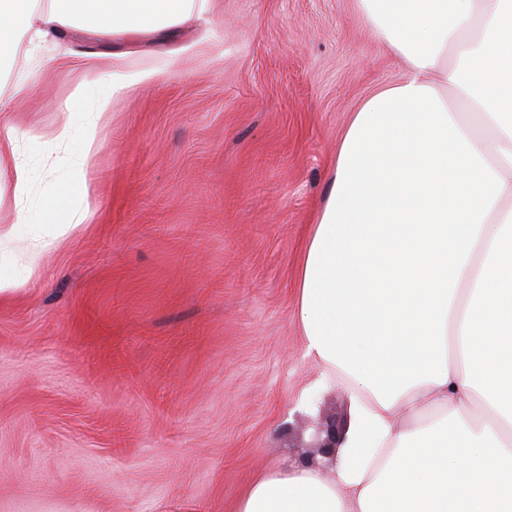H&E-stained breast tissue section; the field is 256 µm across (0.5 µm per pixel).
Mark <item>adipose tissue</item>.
Masks as SVG:
<instances>
[{"mask_svg":"<svg viewBox=\"0 0 512 512\" xmlns=\"http://www.w3.org/2000/svg\"><path fill=\"white\" fill-rule=\"evenodd\" d=\"M209 0H0V63L80 22L174 30ZM405 78L354 112L307 238L298 321L320 391L353 398L334 460L281 464L237 512H512V0H357ZM107 100L55 140L81 147L46 217L89 213Z\"/></svg>","mask_w":512,"mask_h":512,"instance_id":"1","label":"adipose tissue"}]
</instances>
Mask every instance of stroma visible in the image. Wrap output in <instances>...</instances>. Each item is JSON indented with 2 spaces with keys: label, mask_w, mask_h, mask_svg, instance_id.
I'll return each mask as SVG.
<instances>
[{
  "label": "stroma",
  "mask_w": 512,
  "mask_h": 512,
  "mask_svg": "<svg viewBox=\"0 0 512 512\" xmlns=\"http://www.w3.org/2000/svg\"><path fill=\"white\" fill-rule=\"evenodd\" d=\"M119 53L85 224L26 275L24 248L72 176L53 138L88 106L60 61ZM17 51L0 98L31 176L0 195V512H236L305 456L316 417L298 272L353 112L404 77L356 0H212L165 39L107 30ZM28 221H14L16 210Z\"/></svg>",
  "instance_id": "obj_1"
}]
</instances>
